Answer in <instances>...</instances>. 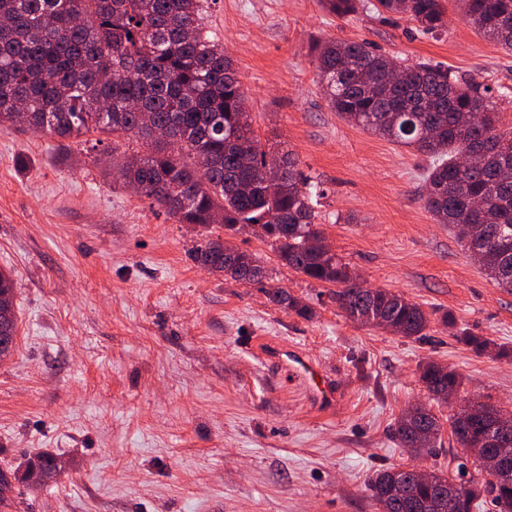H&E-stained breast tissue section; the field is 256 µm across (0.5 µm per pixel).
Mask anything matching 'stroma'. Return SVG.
I'll return each mask as SVG.
<instances>
[{"mask_svg":"<svg viewBox=\"0 0 512 512\" xmlns=\"http://www.w3.org/2000/svg\"><path fill=\"white\" fill-rule=\"evenodd\" d=\"M376 2L343 19L322 0H205L203 26L235 63L255 137L292 152L324 189L318 222L333 251L368 286L419 304L425 336L352 323L330 285L283 266L252 230L238 233L234 244L315 315L286 311L259 285L195 261L219 226L176 223L104 178L86 144L0 129V270L16 282L18 316L0 361V471L43 452L66 464L38 488L12 480L6 512H378L369 478L412 462L394 436L408 406L429 405L442 423L441 447L420 464L450 475L458 464L452 406L431 400L420 363L450 367L465 395L512 411V292L425 208L426 159L330 107L309 47L364 41L404 64L474 75L503 130L512 52L478 34L459 0H444L448 31L436 37ZM465 333L489 348L474 351ZM260 337L334 375L343 400L333 416L259 359Z\"/></svg>","mask_w":512,"mask_h":512,"instance_id":"obj_1","label":"stroma"}]
</instances>
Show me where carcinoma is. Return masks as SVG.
<instances>
[{
  "mask_svg": "<svg viewBox=\"0 0 512 512\" xmlns=\"http://www.w3.org/2000/svg\"><path fill=\"white\" fill-rule=\"evenodd\" d=\"M204 0H0V126H23L60 140L91 133L135 143L133 154L113 158L108 174L153 200L181 224L210 226L237 234L253 229L283 265L320 283L336 286L332 299L346 318L362 325L381 318L403 337L421 336L429 326L422 307L406 297L353 282L349 267L332 250L312 252L306 241L324 235L317 223L319 184L304 177L291 153L278 170L265 164L268 151L254 137L250 116L241 108L246 94L232 59L203 27ZM339 18L358 12L361 0H324ZM383 10L408 16L426 35L446 27L443 0H377ZM465 16L484 37L512 51V0H460ZM317 75L331 108L356 126L428 158L424 176L426 209L439 224L466 235L484 227L482 267L499 287L512 291V131L496 127L491 88L431 62L404 65L406 80L393 84L387 72L396 63L366 42L326 38L311 45ZM112 69L104 81L100 72ZM475 118L463 126L458 116ZM168 128L169 139L155 129ZM497 138L493 159L469 170L458 168L467 147L482 144L483 132ZM484 208L474 212L470 201ZM194 258L232 281L265 289L273 304L310 318L313 309L285 289L268 284L260 258L227 239L209 238ZM17 315L1 324L0 361L17 335ZM420 381L433 400H448L462 385L458 373L429 361ZM433 429L429 446L415 444L413 423L399 417L396 435L420 456L441 441V424L422 409ZM486 421L462 434L461 448L482 446ZM407 490L390 498L387 512H429L448 497L450 477L435 484L415 481L409 471L387 468L370 481L376 502L395 481ZM499 512H512V486L482 487Z\"/></svg>",
  "mask_w": 512,
  "mask_h": 512,
  "instance_id": "carcinoma-1",
  "label": "carcinoma"
}]
</instances>
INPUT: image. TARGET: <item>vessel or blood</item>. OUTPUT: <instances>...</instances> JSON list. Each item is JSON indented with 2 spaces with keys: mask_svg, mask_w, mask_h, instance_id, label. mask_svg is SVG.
Masks as SVG:
<instances>
[{
  "mask_svg": "<svg viewBox=\"0 0 512 512\" xmlns=\"http://www.w3.org/2000/svg\"><path fill=\"white\" fill-rule=\"evenodd\" d=\"M263 362L291 384L300 387L318 413L332 415L336 410V384L324 366L299 349L267 343L260 349Z\"/></svg>",
  "mask_w": 512,
  "mask_h": 512,
  "instance_id": "obj_1",
  "label": "vessel or blood"
}]
</instances>
